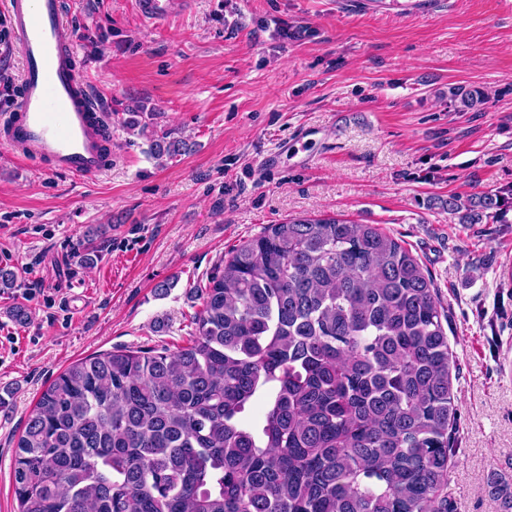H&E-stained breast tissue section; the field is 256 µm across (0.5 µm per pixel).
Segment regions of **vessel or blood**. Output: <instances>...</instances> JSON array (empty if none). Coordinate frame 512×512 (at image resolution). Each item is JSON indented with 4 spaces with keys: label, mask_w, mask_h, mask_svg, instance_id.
I'll list each match as a JSON object with an SVG mask.
<instances>
[{
    "label": "vessel or blood",
    "mask_w": 512,
    "mask_h": 512,
    "mask_svg": "<svg viewBox=\"0 0 512 512\" xmlns=\"http://www.w3.org/2000/svg\"><path fill=\"white\" fill-rule=\"evenodd\" d=\"M400 12L431 10L430 0H352L360 11L371 4ZM141 19L165 24L169 0H135ZM0 17L22 60L21 92L0 118V143L47 163L50 171L96 178L112 167V119L98 105L75 66L77 40L61 0H6Z\"/></svg>",
    "instance_id": "1"
}]
</instances>
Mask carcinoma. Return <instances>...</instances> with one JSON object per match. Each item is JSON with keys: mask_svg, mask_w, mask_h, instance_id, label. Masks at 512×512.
I'll use <instances>...</instances> for the list:
<instances>
[{"mask_svg": "<svg viewBox=\"0 0 512 512\" xmlns=\"http://www.w3.org/2000/svg\"><path fill=\"white\" fill-rule=\"evenodd\" d=\"M500 207L442 204L460 224ZM200 300L187 346L116 347L51 381L16 444L19 512H455L448 312L398 240L331 216L271 224ZM489 484L512 512L509 484Z\"/></svg>", "mask_w": 512, "mask_h": 512, "instance_id": "carcinoma-1", "label": "carcinoma"}]
</instances>
